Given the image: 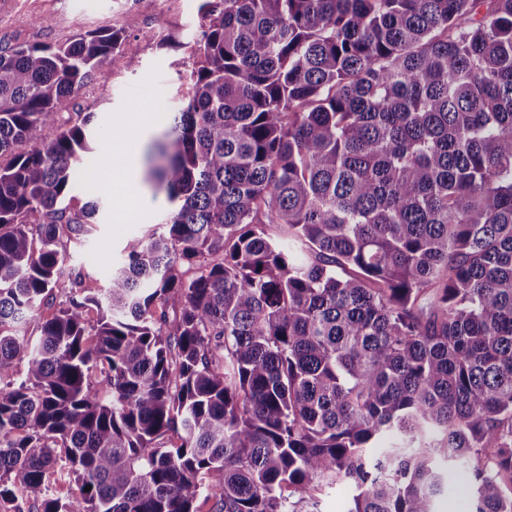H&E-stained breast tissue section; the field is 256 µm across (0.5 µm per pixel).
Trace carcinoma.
Returning <instances> with one entry per match:
<instances>
[{"mask_svg": "<svg viewBox=\"0 0 512 512\" xmlns=\"http://www.w3.org/2000/svg\"><path fill=\"white\" fill-rule=\"evenodd\" d=\"M200 12L147 153L166 232L100 295L67 263L90 115L43 131L135 19L0 45V502L306 512L350 482L349 512H434L463 473L512 512V0ZM54 473H50L55 476L54 485H48L49 493L54 498L67 500L73 495L78 494L77 485L73 479L65 475V471L60 468H56Z\"/></svg>", "mask_w": 512, "mask_h": 512, "instance_id": "carcinoma-1", "label": "carcinoma"}]
</instances>
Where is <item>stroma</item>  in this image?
Masks as SVG:
<instances>
[{
  "instance_id": "35a3bbf8",
  "label": "stroma",
  "mask_w": 512,
  "mask_h": 512,
  "mask_svg": "<svg viewBox=\"0 0 512 512\" xmlns=\"http://www.w3.org/2000/svg\"><path fill=\"white\" fill-rule=\"evenodd\" d=\"M189 12L165 9L161 0H147L138 10L155 13L174 38V45L159 47L145 42L141 27L128 31L125 45L131 67L86 87L78 98L65 102L58 124L68 123L74 113L90 112L100 132L98 148L105 158L93 168L94 193L77 194L76 204L96 200L99 209L94 229L85 245L69 248L72 262L84 264L88 287L103 290L114 269L122 265L130 246L159 231L171 204L164 191L145 181V154L165 129V117L182 109L185 68L182 42L191 39L200 23L201 0H190ZM132 0H0V41L64 44L80 33L112 26L132 15ZM144 111V128L128 127L132 112ZM126 179L137 197L123 221L112 211V182Z\"/></svg>"
}]
</instances>
